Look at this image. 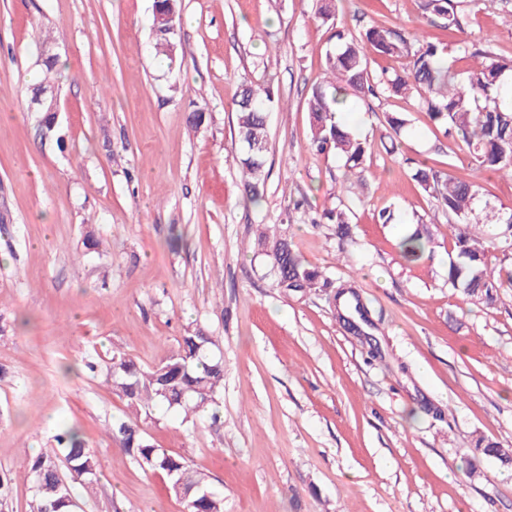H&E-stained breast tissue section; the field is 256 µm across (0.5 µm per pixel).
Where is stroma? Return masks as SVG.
Returning a JSON list of instances; mask_svg holds the SVG:
<instances>
[{
    "label": "stroma",
    "instance_id": "1",
    "mask_svg": "<svg viewBox=\"0 0 512 512\" xmlns=\"http://www.w3.org/2000/svg\"><path fill=\"white\" fill-rule=\"evenodd\" d=\"M315 0H181L176 63L158 52L154 0H0V512H32L28 462L78 432L99 461L72 480L79 512H185L162 474L113 437L137 419L155 444L209 475L224 512H512V468L470 470L478 439L512 446V288L471 308L446 284L447 216L416 188L412 157L476 181L512 209V179L476 169L406 99L355 101L351 129L372 151L359 174L355 243L314 212L336 202L344 161L309 149L306 101L336 40ZM354 26L414 30L418 0H337ZM61 64L45 134L28 87L44 36ZM431 39L512 56V17L485 0L466 33ZM271 87L270 175L261 204L238 174L235 100ZM202 112L198 127L188 116ZM406 113L397 153L380 134ZM304 199L301 209L293 202ZM394 209L400 221L380 224ZM423 216L433 261L396 245ZM280 225L303 260L352 281L367 313L348 330L323 297L286 296L249 246ZM204 328L224 359L219 423L134 414L105 381L115 352L145 368ZM98 363L92 373L87 363Z\"/></svg>",
    "mask_w": 512,
    "mask_h": 512
}]
</instances>
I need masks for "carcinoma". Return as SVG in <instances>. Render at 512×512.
I'll list each match as a JSON object with an SVG mask.
<instances>
[{"instance_id":"cac0c4a2","label":"carcinoma","mask_w":512,"mask_h":512,"mask_svg":"<svg viewBox=\"0 0 512 512\" xmlns=\"http://www.w3.org/2000/svg\"><path fill=\"white\" fill-rule=\"evenodd\" d=\"M481 2L419 0L418 27L412 34L397 23L366 24L352 36L336 31V49L327 53L325 60L326 76L312 89L307 109L313 152L333 153L345 160L343 191L336 197V206L323 210L312 223L334 224L340 240L351 238L350 204L355 201L353 189L357 184L353 176L371 149L369 141L336 121V113L348 111L354 97L364 102L383 96L412 99L445 136L455 134L460 138L479 169L512 176V84L508 83L512 59L477 50L481 63L456 80L445 66L455 52L454 45L428 41L419 34L425 26L450 33L465 32L470 15ZM154 11L173 25L178 16V0H156ZM154 37L157 48L173 57L175 33L168 31L167 24H159ZM375 57L403 59L405 65L400 71L377 72L371 69ZM41 62L43 77L31 88L33 95L54 85L53 76L59 73L57 55H44ZM269 101V89L246 85L236 104L237 134L245 147L238 166L245 192L254 203L262 200L269 175ZM385 123L384 136L395 151L407 119L399 113H389ZM412 179L424 196L448 214V245L454 253L448 264V286L467 304H494L499 289L512 288V276L495 275L488 254L495 252L502 266L512 264V211L498 210L486 200L487 214L480 217L476 211V204L481 201L480 186L436 165L417 162ZM415 224L398 244L400 257L406 263L430 260L434 253L432 233L423 217H416ZM252 249L271 258L275 286L282 292L300 297L321 295L336 308L343 305L349 311L361 312L353 287L338 285L318 268L304 264L293 242L276 234L275 225H258ZM216 349V340L204 329H187L178 341V350L147 369L126 353H113L106 366V381L131 407L161 405L182 414L183 421L189 422L214 401L224 382V362ZM115 433L139 465L167 477L172 492L187 501L188 512H224V495L211 489L209 476L156 447L140 432L137 422H122ZM56 442L58 447L38 453L30 462L33 512H72V488L62 475L61 466L89 483L98 472V459L86 449L78 433H60ZM475 451L503 466H512V447L480 441Z\"/></svg>"}]
</instances>
